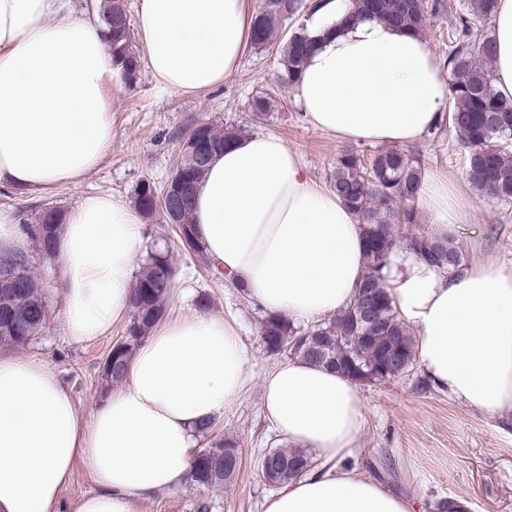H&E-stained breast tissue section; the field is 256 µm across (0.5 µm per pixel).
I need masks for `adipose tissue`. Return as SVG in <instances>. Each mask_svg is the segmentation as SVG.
<instances>
[{
	"label": "adipose tissue",
	"instance_id": "ef3b65f1",
	"mask_svg": "<svg viewBox=\"0 0 512 512\" xmlns=\"http://www.w3.org/2000/svg\"><path fill=\"white\" fill-rule=\"evenodd\" d=\"M350 8L324 0L312 16L317 43L295 101L309 124L348 140H418L448 101L441 68L421 36L376 19L345 22ZM254 16L252 0H140L142 65L160 90L203 96L236 72ZM493 25L496 89L511 101L512 0H498ZM118 72L98 19L69 0H0V185L42 197L98 168L112 150L105 88ZM415 206L441 236L467 214L455 186L432 171ZM191 221L213 265L268 313L337 312L364 275L358 218L273 134L237 138L211 161ZM144 236L142 213L109 195L68 211L56 248L70 340H96L128 315ZM385 286L417 334L427 376L479 412L512 413V268L448 273L401 253ZM247 364L236 321L191 314L157 326L87 417L44 363L0 357V512H61L79 466L97 489L72 512H136L183 485L201 424L239 400ZM264 401L274 428L320 461L265 512H411L408 498L350 465L366 425L353 380L293 359L266 378Z\"/></svg>",
	"mask_w": 512,
	"mask_h": 512
}]
</instances>
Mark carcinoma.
I'll return each mask as SVG.
<instances>
[{
	"mask_svg": "<svg viewBox=\"0 0 512 512\" xmlns=\"http://www.w3.org/2000/svg\"><path fill=\"white\" fill-rule=\"evenodd\" d=\"M498 0H466V11L454 16L448 41V112L441 115L433 133L441 136L446 128L454 130L464 151L465 178L478 192L504 205L512 203V104L504 102L494 87L493 40L484 38L473 46L469 19L491 17ZM321 7V0H266L253 21L252 43L258 50L279 46L280 77L294 82L303 68L307 52L296 42L313 44L303 14ZM448 11L445 0H352L345 21L374 16L387 24L408 28L421 35L431 16ZM102 23L110 33L108 41L125 83L138 82L142 68L140 56L132 46L128 12L123 0H104ZM291 22L282 44L278 26ZM208 141L209 152L198 157L189 146L180 149L179 171L185 183L178 186L179 201L175 214L158 205L161 192L154 182H141L135 189L134 203L146 216L162 223L178 224L177 239L188 238L191 255L208 261L191 224L194 188L210 161L224 145L239 136V127L219 128L205 121L200 129ZM425 157L404 148L378 150L365 165L364 155L345 152L336 159L330 187L352 209L363 224L366 238L365 274L353 303L330 318L305 330L284 315H266L259 326L265 350L279 355L292 347L293 357L316 365L343 366L344 373L357 382H388L401 377L413 366L415 340L401 320L385 288L384 270L394 249L404 246L418 260L439 271L461 269V248L448 237H437L420 228L415 198L420 187ZM66 211L59 206L44 207L21 219L28 238L24 252L0 254V267L21 274L25 287L16 290L0 282V349L25 347L42 336L49 318L46 289L36 269L56 260L55 240L64 224ZM411 228L398 236L400 226ZM174 271L168 254L155 252L136 278L129 321L123 334L109 350L99 372V391L118 386L124 379L130 358L161 321L166 300L173 288ZM373 312V320L360 317L362 306ZM214 422L202 425L200 432L208 444L193 454L190 483L201 491L221 486L235 477L240 467L234 454L237 442L227 437H210ZM276 461V467L263 470V478L272 486H282L310 471L311 460L297 448H271L263 453Z\"/></svg>",
	"mask_w": 512,
	"mask_h": 512,
	"instance_id": "cac0c4a2",
	"label": "carcinoma"
}]
</instances>
